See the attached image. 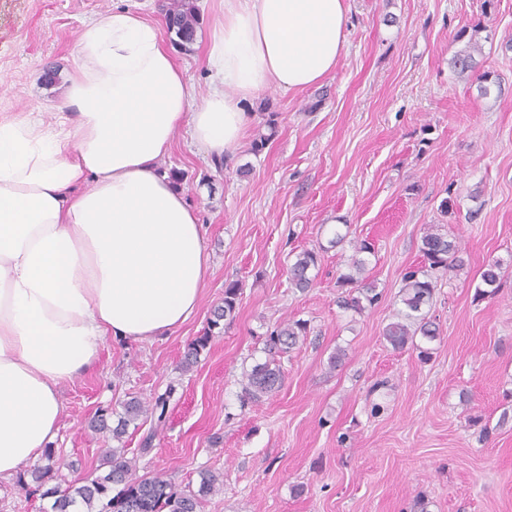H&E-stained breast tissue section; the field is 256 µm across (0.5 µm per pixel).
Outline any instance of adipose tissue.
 I'll return each instance as SVG.
<instances>
[{"mask_svg": "<svg viewBox=\"0 0 512 512\" xmlns=\"http://www.w3.org/2000/svg\"><path fill=\"white\" fill-rule=\"evenodd\" d=\"M348 12V0H222L196 105L160 28L116 10L82 28L65 111L0 113V478L55 440L60 386L107 337L150 342L198 309L205 229L156 165L175 132L204 155L233 152L245 104L335 70Z\"/></svg>", "mask_w": 512, "mask_h": 512, "instance_id": "ef3b65f1", "label": "adipose tissue"}]
</instances>
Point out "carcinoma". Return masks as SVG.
<instances>
[{
  "instance_id": "obj_1",
  "label": "carcinoma",
  "mask_w": 512,
  "mask_h": 512,
  "mask_svg": "<svg viewBox=\"0 0 512 512\" xmlns=\"http://www.w3.org/2000/svg\"><path fill=\"white\" fill-rule=\"evenodd\" d=\"M165 19L173 23V44L185 51L190 50L196 36L198 18L190 0H172L166 6ZM420 252L424 267L406 271L402 276L399 301L402 309L396 319L388 323L382 337L394 350H403L412 346L418 350L422 360L430 358V349L416 343L415 336L433 341L438 336V325L424 312L435 291L431 272L446 273L462 266L459 246L456 241L448 239V234L438 226L431 227L422 237ZM372 253L367 242L355 246L349 265V272L338 277V287L348 288L345 295L338 297L337 304L348 311L361 313L366 306L378 302L380 293L376 285L364 277L366 259L364 254ZM319 254L313 249H303L293 254L288 267L289 284L305 291L311 287V271L318 267ZM501 265L494 262L486 265L481 273L482 288L477 294L485 297L495 294L501 287ZM242 288L237 282H230L224 287L222 305L214 311V319L209 322L208 330L197 337L188 347L185 364L197 362V358L210 342L214 329L220 327V321L235 317ZM307 336V323L301 320L284 319L267 331L263 342L265 359L255 363L245 373L243 397L247 401L259 402L269 397L282 387L284 374L281 358L295 349ZM167 399L163 395L154 401L146 402L133 397L124 404L125 417L115 429L112 438L119 441L127 427L154 412L158 419H163ZM109 470L104 475L88 476L69 484L66 488L58 485L46 489L42 497H52V512H73L74 507L82 505L88 512H197L201 500L220 491L223 487V475L207 472L202 475L198 489L182 486L166 474L139 473L138 459L127 457V449L113 447L105 451ZM45 464L31 469V477L37 487L58 478L64 462L55 449L49 448L44 453ZM102 503V508L94 510V504Z\"/></svg>"
}]
</instances>
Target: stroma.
<instances>
[{
	"instance_id": "stroma-1",
	"label": "stroma",
	"mask_w": 512,
	"mask_h": 512,
	"mask_svg": "<svg viewBox=\"0 0 512 512\" xmlns=\"http://www.w3.org/2000/svg\"><path fill=\"white\" fill-rule=\"evenodd\" d=\"M165 3L0 0V112L64 111L44 65L73 66L90 20L138 9L159 23ZM349 6L335 71L249 105L232 158L199 154L180 132L159 159L161 170L184 174L212 272L181 329L149 344L106 340L97 363L62 384L66 415L53 446L66 481L104 473L126 400L170 388L165 419L149 418L123 443L141 466L182 485H198L207 470L223 474L199 512H416L420 498L427 512H512V0ZM470 44L476 69L457 74L451 60ZM486 72L499 86L483 96ZM272 114L277 132L253 152ZM433 224L459 242L465 266L437 279L430 313L440 337L423 361L393 350L382 331ZM342 227L344 242L332 245ZM363 239L374 246L365 274L381 299L357 314L337 306L336 279ZM306 248L320 261L302 292L290 287L288 265ZM494 260L501 289L478 298ZM232 281L243 289L234 320L183 369ZM283 319L307 321L308 336L283 358L280 390L242 404L243 375ZM340 348L344 362L330 368ZM101 410L104 432L90 426Z\"/></svg>"
}]
</instances>
